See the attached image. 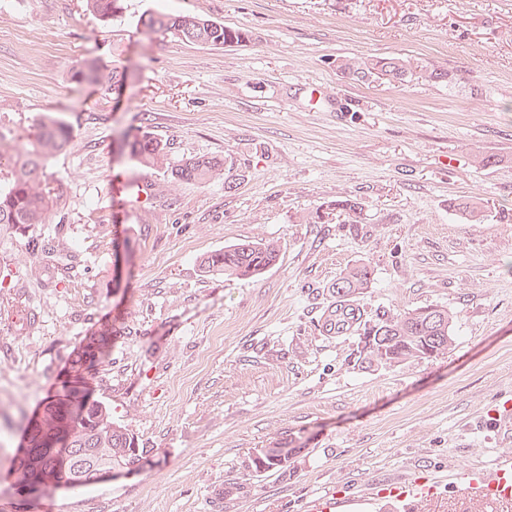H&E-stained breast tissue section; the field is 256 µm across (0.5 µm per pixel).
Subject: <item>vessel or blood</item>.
Here are the masks:
<instances>
[{"label":"vessel or blood","instance_id":"1","mask_svg":"<svg viewBox=\"0 0 512 512\" xmlns=\"http://www.w3.org/2000/svg\"><path fill=\"white\" fill-rule=\"evenodd\" d=\"M357 323L356 316L334 313L321 325L326 336L351 332ZM456 489V506L459 512H504L512 506V456H498L493 464L483 468H467L452 480ZM437 480L418 476L407 483L395 486L389 483H372L371 498L392 497L402 505V512H420L426 493L437 489ZM350 502L343 492H328L312 498L307 512H343Z\"/></svg>","mask_w":512,"mask_h":512}]
</instances>
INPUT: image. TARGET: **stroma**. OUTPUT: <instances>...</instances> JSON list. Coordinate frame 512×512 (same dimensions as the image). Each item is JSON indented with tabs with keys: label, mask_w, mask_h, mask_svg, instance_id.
<instances>
[{
	"label": "stroma",
	"mask_w": 512,
	"mask_h": 512,
	"mask_svg": "<svg viewBox=\"0 0 512 512\" xmlns=\"http://www.w3.org/2000/svg\"><path fill=\"white\" fill-rule=\"evenodd\" d=\"M193 14L249 34L223 48L143 30L142 13ZM353 57H398L404 82H355ZM124 69L122 87L80 85L84 62ZM448 71L452 84L424 80ZM68 122L74 144L48 175L53 221L72 255L46 281L0 226V506L7 512H213L215 488L253 453L294 448L292 474H254L223 512H305L341 485L359 496L418 467L452 472L512 454L488 416L512 399V0H125L102 22L85 0H0V133ZM139 127L172 160L215 156L221 175L173 180L121 146ZM497 166L480 168L478 155ZM150 183V195L137 185ZM475 196L485 221L450 209ZM362 203L358 230L340 200ZM327 214L310 224L312 212ZM274 241L250 279L208 276L204 255ZM369 264L366 318L427 305L454 315L447 353L355 366L353 336L320 319L332 282ZM35 322L16 330L18 309ZM112 353L88 386L151 453L136 473L30 497L13 457L26 420L70 386L88 323Z\"/></svg>",
	"instance_id": "35a3bbf8"
}]
</instances>
